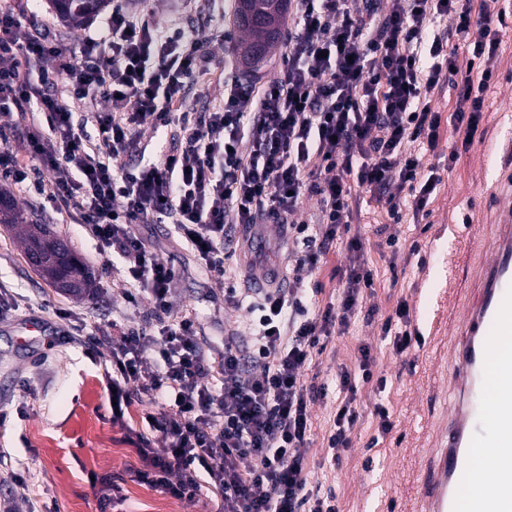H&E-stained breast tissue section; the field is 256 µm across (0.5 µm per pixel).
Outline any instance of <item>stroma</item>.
I'll return each mask as SVG.
<instances>
[{"label":"stroma","mask_w":512,"mask_h":512,"mask_svg":"<svg viewBox=\"0 0 512 512\" xmlns=\"http://www.w3.org/2000/svg\"><path fill=\"white\" fill-rule=\"evenodd\" d=\"M131 11L153 12L160 22L178 21L204 30L208 50L224 60L191 87L188 100L200 111L224 101V73L248 71L237 46L221 47L216 35L234 28L235 0H127ZM15 12L38 10L60 41L77 44L100 24L92 19L74 29L60 22L48 0H0V8ZM499 78L486 93L483 138L459 149L448 125H441L434 152L426 166L438 167L440 185L429 200V216L419 222L389 223L385 204L363 205L350 236L363 242V259L372 270L374 286L365 290L364 314L348 327L336 328L322 355L305 372L306 382L330 381L336 372L355 370L358 349L368 346L375 357L374 374L386 378L385 392L374 383H359L355 401L359 414L350 444L337 461L326 457L335 394L311 407L313 422L306 450L311 477L321 493L333 494L341 512H405L417 493L414 468L423 448L438 433L449 409L448 388L441 375L448 368V333L458 321L466 276L473 258L467 249L466 228L492 222L507 201L491 189L508 145L512 144V29L505 30L493 60ZM456 162H449L450 151ZM0 191L17 199L27 219L49 225L65 236L74 252L90 267L102 259L92 237L72 217L54 211L33 188L0 178ZM139 233L151 241L159 256L176 270L172 313L196 319L198 335L212 360L224 353V333L243 323L246 313L224 305V283L204 271L180 242L172 225L143 224ZM399 239L400 250L390 253L388 237ZM349 254L344 246L330 249L304 285L315 289L317 305L334 300L343 283L342 269ZM0 285L10 289L15 307L0 316V446L10 455L0 458V512H11L13 501L26 497L34 507L50 503L54 512H99L103 482L114 479L123 488L119 512H212L208 494L194 501L171 498L140 484L138 436L152 447L162 444L133 407L122 422L112 420L107 377L98 337L119 342L131 325L151 323L148 302L126 306L119 277L100 278L90 296L74 298L46 284L27 263L14 230L0 224ZM406 303L410 330L417 341L404 354H395L381 326L398 303ZM82 335L71 334V325ZM390 412L392 430L379 436L376 405Z\"/></svg>","instance_id":"stroma-1"}]
</instances>
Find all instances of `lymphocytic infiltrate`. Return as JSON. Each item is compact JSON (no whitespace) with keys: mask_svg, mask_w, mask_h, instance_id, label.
<instances>
[{"mask_svg":"<svg viewBox=\"0 0 512 512\" xmlns=\"http://www.w3.org/2000/svg\"><path fill=\"white\" fill-rule=\"evenodd\" d=\"M499 0H296L288 49L263 89L224 79V104L184 107L185 94L214 64L180 23L130 13L124 0L95 34L69 46L40 36L36 12L0 11V176L29 182L57 210L83 224L103 274L119 272L125 303L149 299L155 325L129 329L107 361L113 421L125 408L150 405L145 418L163 445L139 449V483L179 500L211 491L215 512H339L335 496L314 490L303 454L310 406L327 386L303 372L322 354L333 326H348L362 289L374 284L359 262L360 240L347 238L362 194L386 201L391 223L423 218L440 182L426 171L442 120L432 100L452 89L449 119L469 147L481 125L485 94L497 74L490 62L512 25ZM34 37L22 38V26ZM467 55L470 74L458 73ZM84 103L87 114L72 111ZM179 129L162 161L147 159V129ZM316 198V224L291 216ZM170 224L201 266L224 280V301L250 318L224 338L212 361L191 317H170L174 267L135 230ZM280 228L297 245L294 287H268L244 301L240 272L263 271L250 240L234 260L226 244L237 226ZM346 239L352 258L337 302L317 309L302 283L327 250ZM361 347L357 372L336 378L340 401L329 448H344L358 422V380L374 378Z\"/></svg>","mask_w":512,"mask_h":512,"instance_id":"f902f5d3","label":"lymphocytic infiltrate"}]
</instances>
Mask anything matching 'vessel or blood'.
I'll use <instances>...</instances> for the list:
<instances>
[{
    "instance_id": "vessel-or-blood-1",
    "label": "vessel or blood",
    "mask_w": 512,
    "mask_h": 512,
    "mask_svg": "<svg viewBox=\"0 0 512 512\" xmlns=\"http://www.w3.org/2000/svg\"><path fill=\"white\" fill-rule=\"evenodd\" d=\"M466 242L476 258L448 346L454 401L425 453L416 512H456L460 478L489 417L499 424L494 490L472 487L468 512H512V357L491 355L493 346L512 339V208L502 209L496 223L470 225Z\"/></svg>"
}]
</instances>
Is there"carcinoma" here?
Returning a JSON list of instances; mask_svg holds the SVG:
<instances>
[{
    "mask_svg": "<svg viewBox=\"0 0 512 512\" xmlns=\"http://www.w3.org/2000/svg\"><path fill=\"white\" fill-rule=\"evenodd\" d=\"M66 25L79 27L108 6L109 0H48ZM288 0H237L236 20L241 46H251L264 58L279 41L281 26H271L274 15H284ZM0 224L17 229L25 255L38 256L36 271L54 288L82 298L92 291L95 278L64 240L53 234L40 235L41 225L27 223L13 200L0 192Z\"/></svg>",
    "mask_w": 512,
    "mask_h": 512,
    "instance_id": "1",
    "label": "carcinoma"
}]
</instances>
